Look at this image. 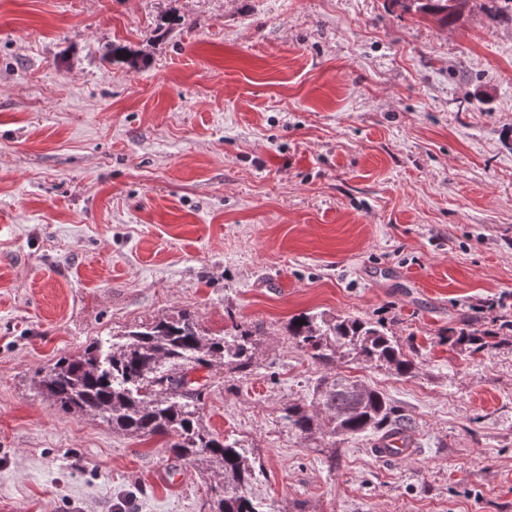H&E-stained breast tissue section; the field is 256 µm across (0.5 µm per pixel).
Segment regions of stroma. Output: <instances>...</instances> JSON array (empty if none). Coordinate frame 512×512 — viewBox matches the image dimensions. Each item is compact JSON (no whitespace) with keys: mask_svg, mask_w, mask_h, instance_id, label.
Listing matches in <instances>:
<instances>
[{"mask_svg":"<svg viewBox=\"0 0 512 512\" xmlns=\"http://www.w3.org/2000/svg\"><path fill=\"white\" fill-rule=\"evenodd\" d=\"M182 310L261 334L202 409L265 512H512V348L443 341L512 320L503 0L447 26L392 0H0V512H208L161 439L31 382ZM309 312L415 348L412 378L336 364L412 421L413 456L288 428L326 373L288 337Z\"/></svg>","mask_w":512,"mask_h":512,"instance_id":"stroma-1","label":"stroma"}]
</instances>
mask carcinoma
<instances>
[{"label": "carcinoma", "mask_w": 512, "mask_h": 512, "mask_svg": "<svg viewBox=\"0 0 512 512\" xmlns=\"http://www.w3.org/2000/svg\"><path fill=\"white\" fill-rule=\"evenodd\" d=\"M410 2L443 25L456 16V0H392ZM477 328L450 331L445 340L476 354L505 344L502 330ZM288 335L316 364L328 368L348 357L367 366L384 367L412 377L417 363L385 325L356 317L305 313L288 320ZM257 332L238 324L208 333L189 312L129 327L119 340L101 341L78 357H61L34 372L37 393L65 412L98 417L126 436L167 439V451L195 467L209 484V512H261L248 494L256 467L237 442L210 431L203 423L201 400L207 383L191 375L217 364L249 376L256 365ZM282 419L299 435L381 437L408 433L412 425L385 395L359 380L325 376L310 402H294Z\"/></svg>", "instance_id": "1"}]
</instances>
